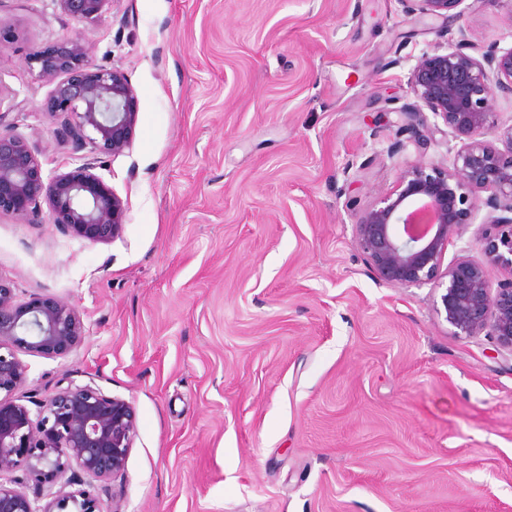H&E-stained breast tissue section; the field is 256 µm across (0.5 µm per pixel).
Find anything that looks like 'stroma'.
Segmentation results:
<instances>
[{
  "label": "stroma",
  "mask_w": 512,
  "mask_h": 512,
  "mask_svg": "<svg viewBox=\"0 0 512 512\" xmlns=\"http://www.w3.org/2000/svg\"><path fill=\"white\" fill-rule=\"evenodd\" d=\"M464 7L110 0L86 24L0 0V123L45 175L80 159L29 55L80 38L138 96L130 147L97 168L126 205L120 237L0 214V275L88 330L67 354L21 353L19 399L73 381L134 407L102 512H512V351L454 334L446 277L379 281L354 236L402 168L460 146L431 114L427 148L399 130L417 58L462 26L512 46L507 0ZM405 2H416L419 13L432 18H448V16H461V11L456 10L464 0H402Z\"/></svg>",
  "instance_id": "35a3bbf8"
}]
</instances>
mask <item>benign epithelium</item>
Instances as JSON below:
<instances>
[{"label": "benign epithelium", "instance_id": "obj_1", "mask_svg": "<svg viewBox=\"0 0 512 512\" xmlns=\"http://www.w3.org/2000/svg\"><path fill=\"white\" fill-rule=\"evenodd\" d=\"M62 13L93 23L110 0H56ZM432 18L462 15L464 0H414ZM25 65L53 88L45 114L61 121L73 149L95 157L74 170L44 178L42 162L26 140L0 126V213L36 221L47 207L65 234L93 243L117 238L124 202L95 173L97 155L115 157L131 144L138 98L125 73L93 62L76 37L57 40L49 54L34 53ZM409 83L420 108L404 113L399 132L420 149L430 129L425 107L452 131L461 146L451 164L417 163L403 169L393 190L368 205L355 224L356 241L378 279L399 287L421 286L439 276L448 247L486 210L485 261L459 254L448 265L441 304L459 336L487 331L512 351V124L500 122L497 98H512V47L476 48L461 28L443 50L423 54ZM506 144L495 148L488 137ZM494 270L508 272L491 291ZM87 328L68 302L55 297L19 301L14 282L0 276V477L25 473L33 493L0 481V512H100L94 482L123 476L136 433L132 405L91 383H69L47 395L37 416L15 397L27 381L18 352L65 354L82 344ZM89 478L72 491L62 483L72 469Z\"/></svg>", "mask_w": 512, "mask_h": 512}]
</instances>
